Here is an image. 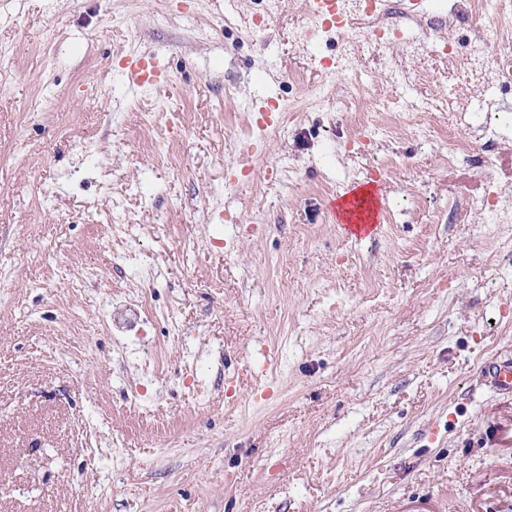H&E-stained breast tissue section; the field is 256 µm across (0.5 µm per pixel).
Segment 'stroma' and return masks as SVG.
Instances as JSON below:
<instances>
[{"mask_svg":"<svg viewBox=\"0 0 512 512\" xmlns=\"http://www.w3.org/2000/svg\"><path fill=\"white\" fill-rule=\"evenodd\" d=\"M404 3L340 71L303 0H0V512H512V394L480 381L512 223L476 207L512 186V87L449 114L488 19ZM147 52L167 77L130 92ZM370 181L354 245L330 203ZM338 200L348 210V219L341 224L345 238L362 241L377 235L386 205L370 182L348 187Z\"/></svg>","mask_w":512,"mask_h":512,"instance_id":"35a3bbf8","label":"stroma"}]
</instances>
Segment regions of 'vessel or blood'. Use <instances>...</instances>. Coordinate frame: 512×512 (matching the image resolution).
<instances>
[{"instance_id":"obj_1","label":"vessel or blood","mask_w":512,"mask_h":512,"mask_svg":"<svg viewBox=\"0 0 512 512\" xmlns=\"http://www.w3.org/2000/svg\"><path fill=\"white\" fill-rule=\"evenodd\" d=\"M125 83L135 91L161 82L164 67L157 55H128L122 67ZM340 200L347 211L341 229L345 238L362 241L377 235L386 205L370 183L362 182L348 187ZM481 378L494 390L512 393V360L500 364L487 362L481 370Z\"/></svg>"}]
</instances>
